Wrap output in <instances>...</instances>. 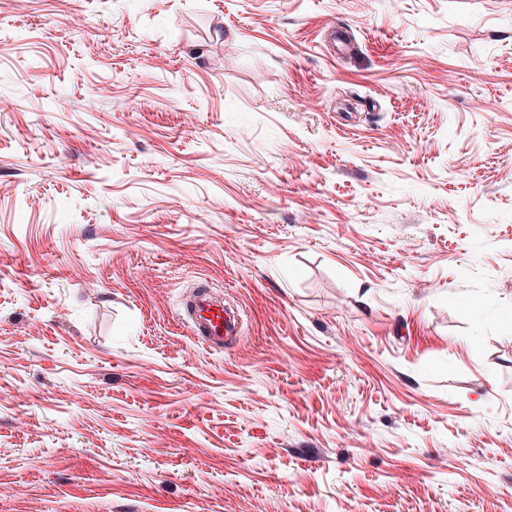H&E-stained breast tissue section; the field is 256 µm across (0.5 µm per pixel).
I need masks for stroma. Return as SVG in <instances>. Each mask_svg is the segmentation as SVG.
<instances>
[{
	"label": "stroma",
	"mask_w": 512,
	"mask_h": 512,
	"mask_svg": "<svg viewBox=\"0 0 512 512\" xmlns=\"http://www.w3.org/2000/svg\"><path fill=\"white\" fill-rule=\"evenodd\" d=\"M0 512H512V0H0ZM187 321L193 336L208 348L221 350L231 345L242 328L238 311L224 307L206 284H201L185 307Z\"/></svg>",
	"instance_id": "1"
}]
</instances>
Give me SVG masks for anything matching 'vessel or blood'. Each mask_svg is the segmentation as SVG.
<instances>
[{
    "label": "vessel or blood",
    "instance_id": "obj_1",
    "mask_svg": "<svg viewBox=\"0 0 512 512\" xmlns=\"http://www.w3.org/2000/svg\"><path fill=\"white\" fill-rule=\"evenodd\" d=\"M185 313L193 336L211 349L231 345L242 328L240 313L226 308L204 285L189 299Z\"/></svg>",
    "mask_w": 512,
    "mask_h": 512
}]
</instances>
